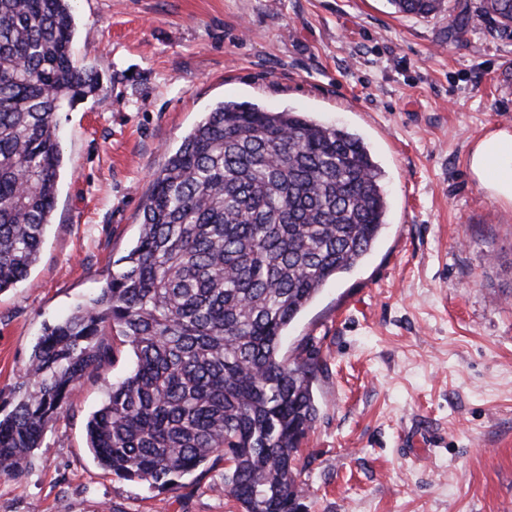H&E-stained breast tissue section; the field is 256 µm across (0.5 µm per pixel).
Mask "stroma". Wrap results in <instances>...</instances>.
Masks as SVG:
<instances>
[{
  "label": "stroma",
  "mask_w": 512,
  "mask_h": 512,
  "mask_svg": "<svg viewBox=\"0 0 512 512\" xmlns=\"http://www.w3.org/2000/svg\"><path fill=\"white\" fill-rule=\"evenodd\" d=\"M79 66L100 91L58 114L65 166L38 262L0 293V417L45 324L97 294L135 243L169 155L223 101L303 112L359 135L388 224L359 267L289 327L319 348L301 445L302 512H512V204L468 159L512 133V34L448 41V16L389 0H75ZM129 348L77 384L0 512H240L224 461L159 493L102 470L85 425Z\"/></svg>",
  "instance_id": "1"
}]
</instances>
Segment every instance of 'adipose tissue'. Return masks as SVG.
Wrapping results in <instances>:
<instances>
[{
	"label": "adipose tissue",
	"mask_w": 512,
	"mask_h": 512,
	"mask_svg": "<svg viewBox=\"0 0 512 512\" xmlns=\"http://www.w3.org/2000/svg\"><path fill=\"white\" fill-rule=\"evenodd\" d=\"M469 166L496 200L512 202V134L502 131L481 139L470 155Z\"/></svg>",
	"instance_id": "adipose-tissue-1"
}]
</instances>
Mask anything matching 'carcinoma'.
Returning <instances> with one entry per match:
<instances>
[{
	"mask_svg": "<svg viewBox=\"0 0 512 512\" xmlns=\"http://www.w3.org/2000/svg\"><path fill=\"white\" fill-rule=\"evenodd\" d=\"M73 0H0V292L37 263L63 167L57 114L97 90L75 65ZM435 16L446 0H390ZM446 38L512 29V0L457 3ZM381 170L360 138L290 111L224 101L153 180L135 245L105 286L33 347L0 417V469L23 474L72 386L120 350L134 362L86 425L120 479L159 492L210 460L243 512H301L294 461L318 416L319 351L282 338L329 282L359 265L385 224Z\"/></svg>",
	"mask_w": 512,
	"mask_h": 512,
	"instance_id": "carcinoma-1",
	"label": "carcinoma"
}]
</instances>
